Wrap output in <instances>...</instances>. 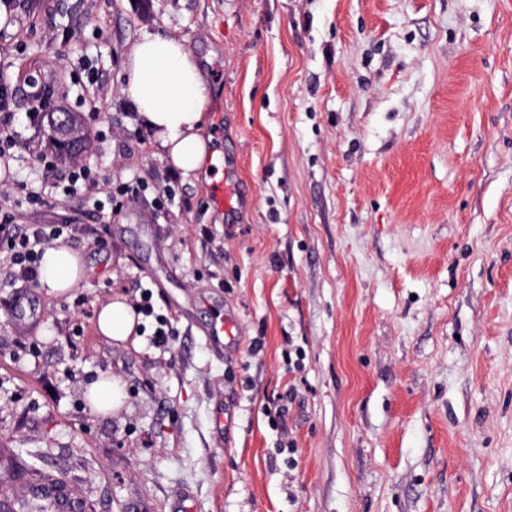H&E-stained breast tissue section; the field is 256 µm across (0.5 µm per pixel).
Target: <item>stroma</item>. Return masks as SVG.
<instances>
[{"mask_svg":"<svg viewBox=\"0 0 512 512\" xmlns=\"http://www.w3.org/2000/svg\"><path fill=\"white\" fill-rule=\"evenodd\" d=\"M0 79L23 137L17 224H79L89 285L38 289L39 326L3 313L0 487L66 471L88 512H512V0H0ZM183 39L210 90L218 165L179 179L121 93L146 33ZM81 163L150 185L118 212L64 195L28 126L32 88L76 110ZM232 172L241 199L217 209ZM210 231L202 239L200 228ZM154 302L176 334L100 336L95 315ZM83 305H75V298ZM232 308L217 353L210 311ZM120 379L91 413L85 387ZM223 425H216V413ZM237 321L230 314L216 316L209 324L207 330L208 341L217 347H224V342L230 344L238 340L237 335L234 333L236 330ZM86 401L92 413L112 414L121 405L119 380L112 375H101L87 387Z\"/></svg>","mask_w":512,"mask_h":512,"instance_id":"obj_1","label":"stroma"}]
</instances>
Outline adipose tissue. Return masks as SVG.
Masks as SVG:
<instances>
[{
  "mask_svg": "<svg viewBox=\"0 0 512 512\" xmlns=\"http://www.w3.org/2000/svg\"><path fill=\"white\" fill-rule=\"evenodd\" d=\"M128 79L123 95L168 163L190 178L209 154L204 135L205 106L209 88L197 61L175 36L148 34L136 43L127 58ZM86 281L81 256L64 244L45 249L40 262V285L48 294L63 296ZM138 321L123 300L102 303L97 329L117 343L132 341Z\"/></svg>",
  "mask_w": 512,
  "mask_h": 512,
  "instance_id": "1",
  "label": "adipose tissue"
}]
</instances>
